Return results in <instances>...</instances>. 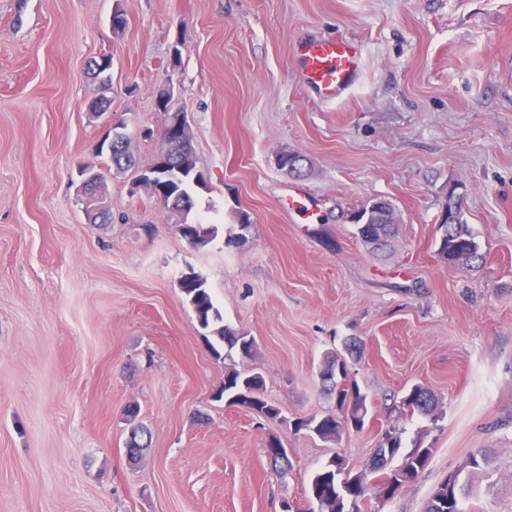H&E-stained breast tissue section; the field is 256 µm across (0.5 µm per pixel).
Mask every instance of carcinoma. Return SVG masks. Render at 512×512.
I'll return each instance as SVG.
<instances>
[{
    "label": "carcinoma",
    "instance_id": "cac0c4a2",
    "mask_svg": "<svg viewBox=\"0 0 512 512\" xmlns=\"http://www.w3.org/2000/svg\"><path fill=\"white\" fill-rule=\"evenodd\" d=\"M165 201L163 206L168 210L186 214L192 208L193 197L190 190L193 186L191 179L177 177L160 181ZM362 223L355 225L356 235L360 239L372 234L384 250L391 245L397 235L398 225L384 223L383 216L369 209V203L360 207ZM216 228L208 224L189 225L187 242L194 248H201L211 243L215 237ZM435 255L440 261H451L454 266H474L485 260L480 251L472 228L465 220L458 224L436 225L434 241ZM178 286L187 301L193 307L200 326L209 331L208 340L213 355L222 358L221 350L235 351L241 357L252 355L255 340L244 333L236 332L222 324V317L215 306L210 288L206 281L193 273L186 279L178 280ZM359 346L352 342L347 345L348 356L343 357L333 353L326 357L320 371L321 383L325 390L336 399V409L322 415H312L294 423L296 430H304L325 441H332L346 430L348 419L360 422L365 427L369 407L367 395L361 391L357 383L349 384L347 379L337 375L338 367L350 365V360L357 358ZM219 396L228 401V406L249 411L260 418L273 423H283L280 409L265 397V379L259 372L229 369L224 374V384ZM404 414L423 417H436L438 399L434 392L421 385H412L400 398L399 404L393 405ZM139 412L135 407L130 408L126 421L131 437L129 448L131 455H138L147 447L143 438L146 428L138 421ZM282 446L281 440L272 435L264 445V453L273 469L282 475L288 474L290 461L279 460L270 455V450ZM401 435L394 429L387 430L382 436L374 458L368 467L352 472L346 470L343 462L333 458L310 478L307 490V505L305 512H347L350 498L354 494L360 497L354 503L352 512H361L360 502L366 497L370 481L377 472L392 469L396 482L395 490L415 481L425 469L431 457L432 449L414 445V448L403 453ZM401 458V462L389 467L388 458ZM488 458L483 451L470 454L465 466L456 471L459 475L457 483L448 487V481H441L433 490L427 501L425 512H464L462 499L471 486V479L484 472Z\"/></svg>",
    "mask_w": 512,
    "mask_h": 512
}]
</instances>
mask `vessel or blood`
<instances>
[{"mask_svg":"<svg viewBox=\"0 0 512 512\" xmlns=\"http://www.w3.org/2000/svg\"><path fill=\"white\" fill-rule=\"evenodd\" d=\"M297 59L305 85L319 99L333 102L350 91L362 64V49L346 37L331 36L301 43Z\"/></svg>","mask_w":512,"mask_h":512,"instance_id":"b4317fda","label":"vessel or blood"}]
</instances>
